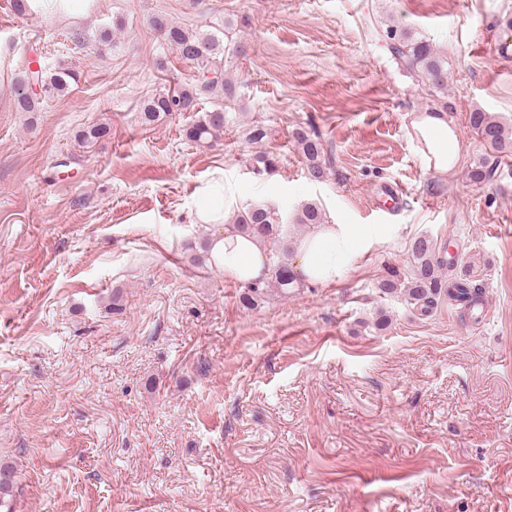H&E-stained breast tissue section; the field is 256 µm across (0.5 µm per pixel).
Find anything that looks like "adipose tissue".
I'll use <instances>...</instances> for the list:
<instances>
[{"mask_svg": "<svg viewBox=\"0 0 512 512\" xmlns=\"http://www.w3.org/2000/svg\"><path fill=\"white\" fill-rule=\"evenodd\" d=\"M412 138L426 169L442 174L459 164L462 140L443 113L425 112L411 122ZM192 223L220 224L221 235L209 243L212 266L226 278L245 284L265 280L269 275L268 245L262 239L240 232L225 221L224 182L215 180L205 200L192 212ZM394 227L376 224H319L293 245L292 269L299 278L329 284L344 278L361 252L392 238Z\"/></svg>", "mask_w": 512, "mask_h": 512, "instance_id": "1", "label": "adipose tissue"}]
</instances>
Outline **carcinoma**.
I'll return each mask as SVG.
<instances>
[{"mask_svg": "<svg viewBox=\"0 0 512 512\" xmlns=\"http://www.w3.org/2000/svg\"><path fill=\"white\" fill-rule=\"evenodd\" d=\"M151 28L158 32L165 42L184 62L190 60L197 48L205 45L207 56L193 66L197 79L179 90L160 91L152 94L143 104L141 118L145 125H151L164 116H171L186 109L198 111L205 98L215 100L212 109L183 129L185 138L200 146L211 147L224 135V128L230 123L229 108L240 97L239 87L229 77L228 69L234 59L240 56V46L230 36L232 25L224 21L205 28L189 29L172 21L168 16L156 14L150 19ZM384 37L392 38L389 45L392 56L408 72L421 75L434 89L442 92L448 89V70L435 48L428 41L416 36L410 30L396 25L383 29ZM77 81L74 70L63 65L48 69L37 59H28L22 70L13 78L15 86L14 105L18 112H40L44 103L65 95ZM470 126L477 132L489 149L497 154H512V131L482 110L469 115ZM109 133L103 124L89 125L77 132L75 139L82 145L94 142ZM267 138V128L259 121H253L246 129L245 140L259 145ZM294 138L306 160L310 178L319 181L327 174L323 142L315 132L298 130ZM253 170L269 172L275 168V159L269 154L257 151L251 155ZM229 221L248 233H256L272 243L269 253L270 277L266 281H255L242 285L240 302L252 309L269 288L288 296L297 279L289 263L290 243L286 221L264 201L247 203L233 212ZM297 224L314 226L325 223L323 210L316 203H306L295 215ZM410 267L400 279H386L378 282V288L387 294L400 291L407 304L422 314L432 312L440 296L466 309L480 300L482 291L467 280L459 281L441 278L446 269L444 260L438 257L437 242L421 234L409 243Z\"/></svg>", "mask_w": 512, "mask_h": 512, "instance_id": "obj_1", "label": "carcinoma"}]
</instances>
